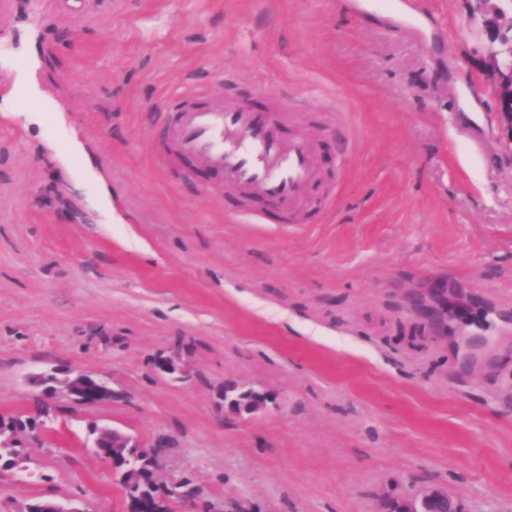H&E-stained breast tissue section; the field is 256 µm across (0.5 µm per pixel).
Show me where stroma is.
I'll list each match as a JSON object with an SVG mask.
<instances>
[{
  "label": "stroma",
  "instance_id": "obj_1",
  "mask_svg": "<svg viewBox=\"0 0 512 512\" xmlns=\"http://www.w3.org/2000/svg\"><path fill=\"white\" fill-rule=\"evenodd\" d=\"M9 2L0 415H35L51 368L114 396L58 401L48 442L0 471V512H124L82 446L93 421L166 440L158 480L189 476L211 512H381L431 486L512 512V133L471 0H427L430 49L367 0H37L35 22ZM229 73L253 107L288 96L341 174L319 223L242 222L163 164L167 100ZM171 353L188 381L153 371ZM229 380L278 401L234 413Z\"/></svg>",
  "mask_w": 512,
  "mask_h": 512
}]
</instances>
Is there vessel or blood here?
<instances>
[{"mask_svg": "<svg viewBox=\"0 0 512 512\" xmlns=\"http://www.w3.org/2000/svg\"><path fill=\"white\" fill-rule=\"evenodd\" d=\"M156 146L169 161L215 174L249 223L262 219L257 198L284 224H312L322 214L325 174L316 145L304 128H289L287 103L256 109L224 90L182 92L168 106Z\"/></svg>", "mask_w": 512, "mask_h": 512, "instance_id": "vessel-or-blood-1", "label": "vessel or blood"}]
</instances>
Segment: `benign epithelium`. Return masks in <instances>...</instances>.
I'll return each mask as SVG.
<instances>
[{"label": "benign epithelium", "instance_id": "benign-epithelium-1", "mask_svg": "<svg viewBox=\"0 0 512 512\" xmlns=\"http://www.w3.org/2000/svg\"><path fill=\"white\" fill-rule=\"evenodd\" d=\"M472 20L479 23L489 35L491 49L484 62L486 74L498 101L500 123L512 132V99H504L503 91L512 93V68L503 64L502 56H512V6L504 0H474ZM152 368L162 374L173 375L184 381L188 375L177 364L174 356L160 355L153 360ZM33 385L40 389L37 401L45 407L58 394H64L74 404L87 408L112 399L113 391L108 381L80 370H69L60 378L55 372H44L34 377ZM277 394L272 392H252L249 412L254 413L276 404ZM108 434L117 440L116 447L125 448L131 463H136L142 453H147L154 460L162 455L163 444H147L140 438L123 433L117 429L100 426L91 422L86 427L83 447L90 449L109 467H114L112 451L100 443L101 436ZM44 430L34 426L26 433H14L0 426V445L9 444L15 448H30L42 443ZM428 501L443 505L441 512H465L462 504L439 488H430L421 496H398L387 502L383 512H422L421 507ZM207 502L203 501L197 487L190 485L178 490L169 483H160L154 493L153 501L136 504L135 496L127 498V512H206Z\"/></svg>", "mask_w": 512, "mask_h": 512}]
</instances>
